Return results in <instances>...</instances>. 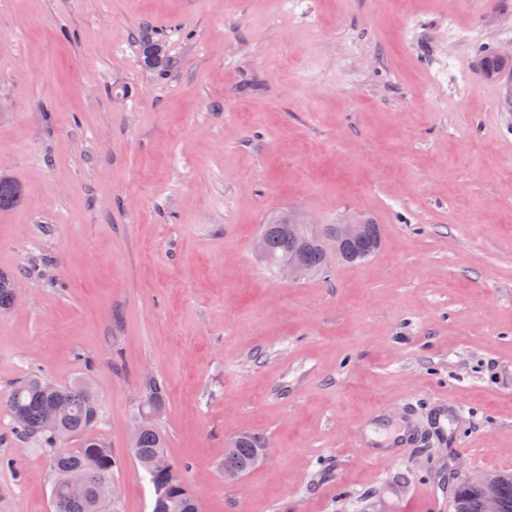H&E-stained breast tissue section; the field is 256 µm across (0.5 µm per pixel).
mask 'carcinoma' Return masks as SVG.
Masks as SVG:
<instances>
[{
	"label": "carcinoma",
	"mask_w": 512,
	"mask_h": 512,
	"mask_svg": "<svg viewBox=\"0 0 512 512\" xmlns=\"http://www.w3.org/2000/svg\"><path fill=\"white\" fill-rule=\"evenodd\" d=\"M141 62L153 72L164 73L170 68L164 39H149L142 43ZM485 78L497 80L512 72V60L502 61L496 53L482 56ZM22 195L20 185L8 174L0 172V209L13 206ZM265 254L263 261L275 270L277 261L296 254L310 269L326 268V252L319 237L287 224H265ZM382 237L380 225L366 223L362 236L344 245V261L356 262L370 256ZM15 279L0 273V309L9 308L15 300ZM145 395L136 418L140 423L133 440V454L146 472L154 492L152 512H198V505L186 486L182 468L168 454L166 437L154 414L165 407L164 389L154 379L144 383ZM0 410L14 422L15 436L23 443L36 445L48 458L54 475L52 502L54 512H107L108 502L96 495L98 486L112 478L116 461L103 440L95 434L103 421L100 406L84 381L58 385L40 375H31L19 382L5 399ZM68 433L79 442L77 448H60L56 434ZM263 442L252 434L238 436L224 455L221 464L230 467L249 465ZM498 485L500 512H512V473H486L463 483L455 494V512H484L482 489L485 483ZM81 484L87 490L84 497H73L69 488Z\"/></svg>",
	"instance_id": "1"
}]
</instances>
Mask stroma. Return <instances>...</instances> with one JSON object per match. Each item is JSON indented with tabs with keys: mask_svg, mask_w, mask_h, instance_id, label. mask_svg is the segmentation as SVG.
I'll return each mask as SVG.
<instances>
[{
	"mask_svg": "<svg viewBox=\"0 0 512 512\" xmlns=\"http://www.w3.org/2000/svg\"><path fill=\"white\" fill-rule=\"evenodd\" d=\"M510 47L512 0H0V398L95 388L112 512L152 510L149 376L199 512H454L512 472V110L478 65ZM290 209L382 243L282 280L255 242ZM243 432L270 455L228 484ZM52 483L0 412V512ZM141 47V62L146 69L161 74L168 71L170 59L166 54L163 38L144 41ZM382 237V229L373 221L366 222L365 232L362 236L347 241L344 245V258L346 262H356L366 259L378 247Z\"/></svg>",
	"mask_w": 512,
	"mask_h": 512,
	"instance_id": "obj_1",
	"label": "stroma"
}]
</instances>
